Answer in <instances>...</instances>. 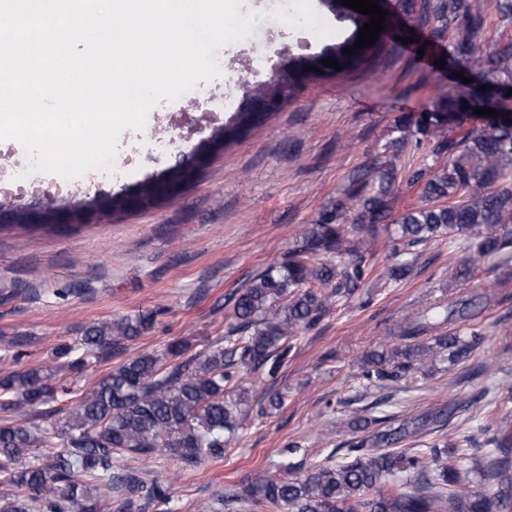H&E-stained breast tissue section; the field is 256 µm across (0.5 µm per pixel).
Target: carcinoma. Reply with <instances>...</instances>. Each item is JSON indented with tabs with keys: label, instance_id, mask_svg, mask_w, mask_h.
<instances>
[{
	"label": "carcinoma",
	"instance_id": "1",
	"mask_svg": "<svg viewBox=\"0 0 512 512\" xmlns=\"http://www.w3.org/2000/svg\"><path fill=\"white\" fill-rule=\"evenodd\" d=\"M462 6L466 24L457 52L480 82L512 85V40L484 51L474 43L487 0L466 5L440 0L435 17L446 26ZM367 21L358 15L344 41L305 56L309 69L303 72L288 60V70L260 94L281 95L286 87L291 97L301 81L369 66L382 51L384 33L357 47ZM347 47L355 51L343 52ZM324 59L338 62L340 69L326 66ZM466 105L462 98L441 97L417 119L397 121L403 135L392 141V155L352 175L345 196L300 229L286 260L268 265L228 298L227 335L204 351L193 354L190 343L169 341L126 359L86 390L61 382V375L82 373L150 330L156 312L145 311L87 327L77 341L55 349L53 365L1 377L0 411L7 417L0 419V484L11 493L0 497V512H109L113 504L117 512H175L170 479H149L123 460L157 454L183 471L223 459L249 425V411L241 408L243 373L267 365L275 377L290 351L288 342L319 322L333 302L357 293L373 274L363 248L376 240L380 224L393 225L389 240L396 255L399 247L432 237H466L473 253L449 269L448 285L471 280L481 261L512 244V125L448 124L446 115ZM269 116L237 112L215 138L226 147ZM410 134L425 137L431 154L448 161L414 171L409 181L423 185L421 201L396 211L394 160ZM411 270L412 262L400 261L383 276L400 281ZM480 304L478 296L450 299L406 317L395 333L400 344L363 359L361 376L381 383L406 379L438 361L468 359L476 341L459 332L422 335L454 325ZM67 401L71 407L61 429L52 417ZM453 415L454 410L443 409L375 419L374 432L344 442L341 461L261 478L249 495L275 512H512V421L502 419L487 429L493 446L483 469L489 492L466 484L465 464L474 458L469 440L449 454L448 442L432 443L433 470L426 457L407 448L444 429Z\"/></svg>",
	"mask_w": 512,
	"mask_h": 512
}]
</instances>
